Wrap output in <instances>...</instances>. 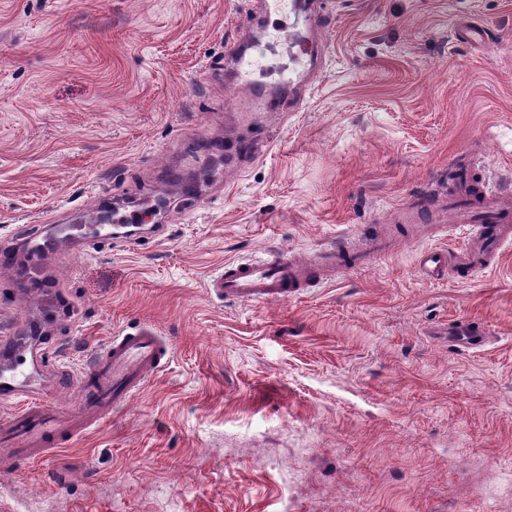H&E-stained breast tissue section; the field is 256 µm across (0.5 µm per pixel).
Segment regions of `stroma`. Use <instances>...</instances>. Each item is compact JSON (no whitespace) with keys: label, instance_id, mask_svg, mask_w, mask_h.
<instances>
[{"label":"stroma","instance_id":"obj_1","mask_svg":"<svg viewBox=\"0 0 512 512\" xmlns=\"http://www.w3.org/2000/svg\"><path fill=\"white\" fill-rule=\"evenodd\" d=\"M0 0V314L75 413L94 348L148 324L171 356L0 512H512V242L476 280L423 249L468 168L512 198V0ZM472 24L481 44L458 38ZM260 57L228 85L231 43ZM265 141L246 154L247 140ZM134 236L98 234L103 208ZM81 238L27 260L26 233ZM386 244L285 302H226L230 260ZM481 324L464 349L441 331ZM421 271L427 276H440L448 270V251L427 248L422 253Z\"/></svg>","mask_w":512,"mask_h":512}]
</instances>
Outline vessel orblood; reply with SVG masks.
<instances>
[{"label":"vessel or blood","mask_w":512,"mask_h":512,"mask_svg":"<svg viewBox=\"0 0 512 512\" xmlns=\"http://www.w3.org/2000/svg\"><path fill=\"white\" fill-rule=\"evenodd\" d=\"M481 223L469 225L468 246L455 253L428 248L422 253L423 274H444L449 263H456L465 280L489 266L498 249L512 236V207H502L492 196L483 197ZM316 264L299 263L286 253L273 252L266 259L225 263L221 275L211 280V293L239 301H285L305 287L309 280L330 278L343 265L342 249L333 247L318 252ZM19 329L12 323L0 324V355L10 359L8 369L0 371V397H25L26 402L0 427L23 434V450L0 459V472L11 474L41 462L52 449L70 445L103 417L127 404L145 384L149 373L158 371L169 348L150 326L113 337L107 351L96 356L79 382L76 413L63 414L54 399L28 390L31 373L18 358Z\"/></svg>","instance_id":"1"}]
</instances>
